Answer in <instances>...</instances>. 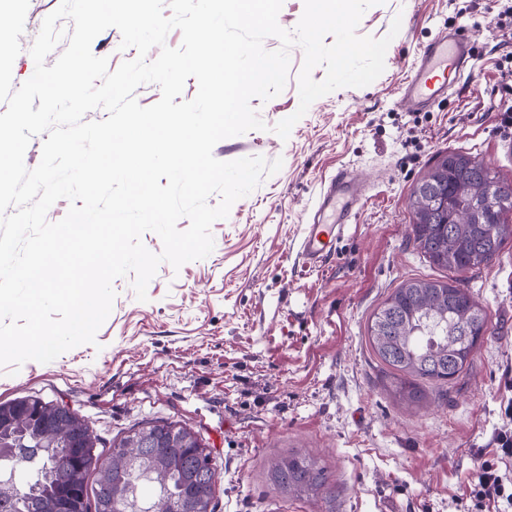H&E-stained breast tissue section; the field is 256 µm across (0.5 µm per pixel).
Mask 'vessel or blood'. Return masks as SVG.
I'll use <instances>...</instances> for the list:
<instances>
[{
  "label": "vessel or blood",
  "mask_w": 512,
  "mask_h": 512,
  "mask_svg": "<svg viewBox=\"0 0 512 512\" xmlns=\"http://www.w3.org/2000/svg\"><path fill=\"white\" fill-rule=\"evenodd\" d=\"M474 57V43L462 27L438 36L422 48L412 65L413 76L401 87L399 105L409 112L429 111L448 96L452 79L462 78ZM363 198L361 181L350 168L339 169L321 191L298 255L317 265L330 253L337 237L347 229Z\"/></svg>",
  "instance_id": "1"
}]
</instances>
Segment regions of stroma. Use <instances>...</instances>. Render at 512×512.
Wrapping results in <instances>:
<instances>
[{"label": "stroma", "mask_w": 512, "mask_h": 512, "mask_svg": "<svg viewBox=\"0 0 512 512\" xmlns=\"http://www.w3.org/2000/svg\"><path fill=\"white\" fill-rule=\"evenodd\" d=\"M61 0H29L13 83L32 75L29 50ZM505 0H384L357 33L390 37L371 84L314 101L288 139L271 125L299 107L301 47L290 50L281 94L252 107L266 130L219 141L228 162L262 156L281 169L237 200L211 227L214 249L181 268L161 263L135 295L114 280L112 311L94 342L17 373L0 368V402L25 396L67 404L107 451L147 421L186 424L213 450L214 512H467L477 449L492 451L507 427L512 387V239L463 284L488 314L469 367L426 386L419 408L396 402L367 326L403 281L439 279L417 249L410 195L442 155H476L512 181V38L494 25ZM398 34H391L393 20ZM467 27L475 55L447 101L427 112L398 104L422 45ZM356 168L369 187L333 255L308 267L298 245L322 186ZM319 457L330 498H284L267 479L272 456Z\"/></svg>", "instance_id": "1"}]
</instances>
